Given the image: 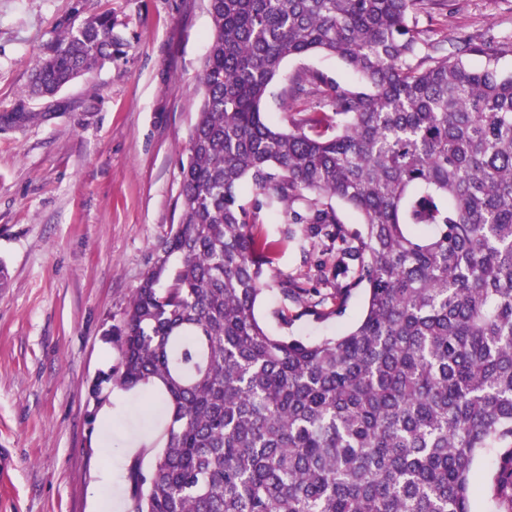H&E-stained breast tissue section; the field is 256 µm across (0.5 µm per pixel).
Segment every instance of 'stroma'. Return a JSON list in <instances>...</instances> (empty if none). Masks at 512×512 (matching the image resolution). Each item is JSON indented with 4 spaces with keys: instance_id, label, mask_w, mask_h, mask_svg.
I'll return each instance as SVG.
<instances>
[{
    "instance_id": "1",
    "label": "stroma",
    "mask_w": 512,
    "mask_h": 512,
    "mask_svg": "<svg viewBox=\"0 0 512 512\" xmlns=\"http://www.w3.org/2000/svg\"><path fill=\"white\" fill-rule=\"evenodd\" d=\"M111 13L121 45L111 63L51 99L26 95L31 72L58 33ZM419 28L449 41L512 35V0H452ZM212 30L206 0H0V448L12 459L0 481V512H130V469L162 453L160 394L113 389V423L87 424L89 388L116 364L119 324L154 252L180 216L181 161L198 115L197 77ZM319 71L348 85L336 57L284 61L263 110L288 126L285 85ZM355 290L342 316H300L277 288L257 300L276 336L314 342L351 328L363 307ZM150 435L128 450L129 430ZM111 451L102 454V440ZM112 469L115 490L97 487Z\"/></svg>"
}]
</instances>
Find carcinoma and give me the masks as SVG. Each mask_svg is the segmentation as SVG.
Returning <instances> with one entry per match:
<instances>
[{
  "label": "carcinoma",
  "mask_w": 512,
  "mask_h": 512,
  "mask_svg": "<svg viewBox=\"0 0 512 512\" xmlns=\"http://www.w3.org/2000/svg\"><path fill=\"white\" fill-rule=\"evenodd\" d=\"M433 9L448 0H208L180 221L106 331L119 361L90 386L98 404L114 387L164 397L166 444L132 466L131 512H472L484 448L487 497L512 512V75L463 61L512 40L447 48L409 23ZM113 29L102 13L63 30L29 93L112 60ZM315 51L361 86L316 73L319 116L273 127L269 85ZM263 211L305 229L271 241ZM287 242L321 259L279 292L325 319L361 285L353 328L307 343L261 326Z\"/></svg>",
  "instance_id": "cac0c4a2"
}]
</instances>
